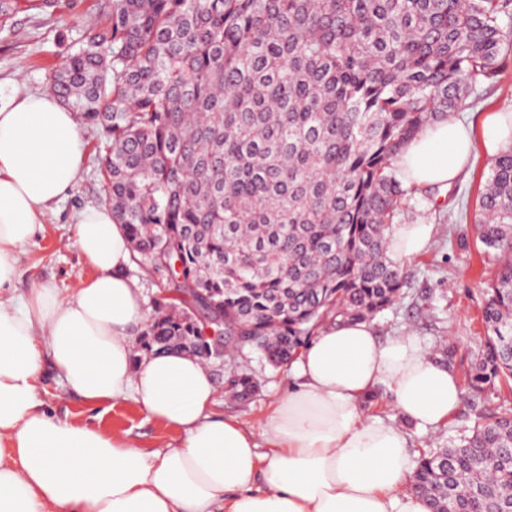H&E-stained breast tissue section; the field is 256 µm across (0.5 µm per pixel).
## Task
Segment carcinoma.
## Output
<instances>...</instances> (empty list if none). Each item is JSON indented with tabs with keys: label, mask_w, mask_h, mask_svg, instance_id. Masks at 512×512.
<instances>
[{
	"label": "carcinoma",
	"mask_w": 512,
	"mask_h": 512,
	"mask_svg": "<svg viewBox=\"0 0 512 512\" xmlns=\"http://www.w3.org/2000/svg\"><path fill=\"white\" fill-rule=\"evenodd\" d=\"M512 0H111L50 87L101 130L103 197L160 288L146 354L214 358L228 391L259 387L257 349L291 363L328 323L406 297L388 256L416 192L396 165L426 126L500 81ZM496 261L466 382L512 393V144L474 225ZM432 512H512V415L414 460Z\"/></svg>",
	"instance_id": "cac0c4a2"
}]
</instances>
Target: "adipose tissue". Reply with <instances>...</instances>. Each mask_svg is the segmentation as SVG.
I'll return each instance as SVG.
<instances>
[{
  "label": "adipose tissue",
  "mask_w": 512,
  "mask_h": 512,
  "mask_svg": "<svg viewBox=\"0 0 512 512\" xmlns=\"http://www.w3.org/2000/svg\"><path fill=\"white\" fill-rule=\"evenodd\" d=\"M478 137L490 153L512 141V113H490L478 127L434 122L397 165L416 186H451ZM84 163L76 116L55 95L0 101V512H429L410 483L406 432L361 414L381 385L398 414L423 428L459 408L456 376L417 337L384 341L367 321L325 327L293 365L297 385L256 433L216 416L217 388L198 357L134 360L144 299L110 206L73 218L91 277L68 296L49 283L16 295L22 249L76 188ZM432 234L429 224L393 225L391 259L420 254ZM48 363L84 403L132 401L178 440L148 452L128 436L51 415L39 399Z\"/></svg>",
  "instance_id": "adipose-tissue-1"
}]
</instances>
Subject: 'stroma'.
<instances>
[{
	"instance_id": "35a3bbf8",
	"label": "stroma",
	"mask_w": 512,
	"mask_h": 512,
	"mask_svg": "<svg viewBox=\"0 0 512 512\" xmlns=\"http://www.w3.org/2000/svg\"><path fill=\"white\" fill-rule=\"evenodd\" d=\"M102 0H58L55 8L32 10L28 0H19L18 10L5 30H0V97L23 96L46 90L49 75L67 54L78 50L84 31L99 23ZM512 110V67L499 83L472 94L457 113L460 120L480 124L491 112ZM87 159L78 186L56 204L44 219L45 230L19 256L20 291L50 282L72 293L80 280L92 275L78 249L70 240L69 227L76 212L101 204L102 155L100 131L82 124ZM492 157L477 148L472 167L450 189L418 190L402 216L403 223L424 224L429 216H440L428 249L405 262L410 293L408 297L374 319L379 335L409 332L428 347H436L440 337H449L463 365H470L481 351L484 328L481 310L484 290L495 271V263L482 250L473 231L479 197ZM256 370L260 390L251 401L239 402L222 393L225 380L223 361L214 360L209 369L216 386V411L259 427L273 401L281 397L291 381L290 368L273 369L260 352L249 355ZM41 400L57 417L89 423L115 432H127L139 445L152 451L171 443L176 432L163 423L147 419L130 401L109 407H91L70 395L53 371L43 376ZM512 413V395L490 392L481 409L461 407L436 430L409 426L410 450L447 445L463 430L473 427L479 413Z\"/></svg>"
}]
</instances>
